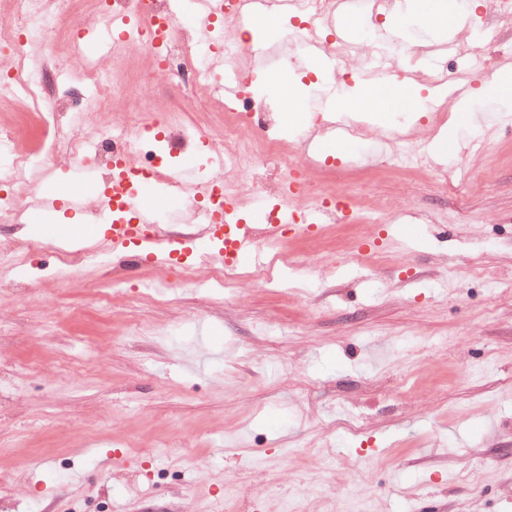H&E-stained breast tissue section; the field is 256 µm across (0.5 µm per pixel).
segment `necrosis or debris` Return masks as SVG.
<instances>
[{"mask_svg":"<svg viewBox=\"0 0 512 512\" xmlns=\"http://www.w3.org/2000/svg\"><path fill=\"white\" fill-rule=\"evenodd\" d=\"M251 0H224V11L213 27L175 18L173 0H5L0 6V108L10 110L9 121L0 122V159L11 170L12 189L0 192V262L19 268L22 277L0 280V293L33 291L42 278L28 266L30 255L43 252L48 244L40 237L27 239L25 252H17L15 238L6 219H20L31 207L39 173L74 169L85 158H93L104 189L113 203H120L132 183L165 181L174 197L184 185L176 173L175 160L203 152L220 154L224 166L238 173L237 181L223 174L204 171L215 185L206 198L213 208L242 196L269 204L270 216H278L288 193L303 197L307 165L288 152L276 131L279 104L259 102L242 92L233 107L223 105L219 77L207 62L209 51L223 54L225 65L237 66L251 54L249 41L235 31ZM288 14L289 25L275 51L276 68H284L318 39L328 52L340 53L337 71L326 79L350 83L358 60L394 62L396 54L374 34H366L359 56H352L342 38L313 35L312 26L336 8L334 0H271ZM116 16L129 25L117 29L109 51L89 58L83 49L86 35L103 19ZM65 58H58L59 47ZM147 56V74L160 73L178 80L180 102L166 111L142 108V87L147 75L125 67L126 59ZM66 70L72 81L66 90L52 88L54 71ZM208 99L213 108L194 111L193 103ZM43 131L40 154H33L23 141L30 125ZM318 211L327 224H366L368 209L354 208L351 198L328 192L318 198ZM56 270L69 272L82 263L98 264L101 282L111 286L123 279L130 260L112 263L102 252H79L56 248ZM271 277V267L258 264L244 271L233 264L192 262L185 265L182 279L214 286L232 281L260 285Z\"/></svg>","mask_w":512,"mask_h":512,"instance_id":"1","label":"necrosis or debris"}]
</instances>
